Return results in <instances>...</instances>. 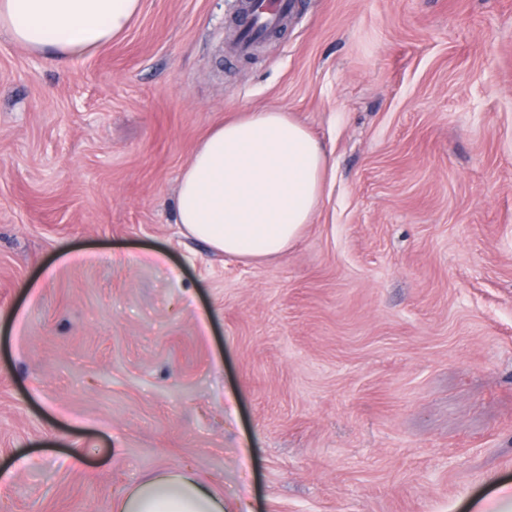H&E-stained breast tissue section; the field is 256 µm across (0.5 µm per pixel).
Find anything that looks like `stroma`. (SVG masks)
I'll list each match as a JSON object with an SVG mask.
<instances>
[{
    "instance_id": "stroma-1",
    "label": "stroma",
    "mask_w": 512,
    "mask_h": 512,
    "mask_svg": "<svg viewBox=\"0 0 512 512\" xmlns=\"http://www.w3.org/2000/svg\"><path fill=\"white\" fill-rule=\"evenodd\" d=\"M142 0L59 63L0 31V512L190 467L226 512H512V0ZM327 149L285 257L186 237L240 107ZM254 29L259 26L273 27L293 9L292 0H247Z\"/></svg>"
}]
</instances>
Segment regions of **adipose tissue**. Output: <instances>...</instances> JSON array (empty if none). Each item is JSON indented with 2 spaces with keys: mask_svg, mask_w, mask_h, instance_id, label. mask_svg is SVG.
<instances>
[{
  "mask_svg": "<svg viewBox=\"0 0 512 512\" xmlns=\"http://www.w3.org/2000/svg\"><path fill=\"white\" fill-rule=\"evenodd\" d=\"M141 0H0V29L19 45L66 61L121 37ZM329 158L286 111L248 110L213 126L184 168L176 221L215 252L277 258L298 239L324 194ZM114 512H224V500L191 473L164 470Z\"/></svg>",
  "mask_w": 512,
  "mask_h": 512,
  "instance_id": "obj_1",
  "label": "adipose tissue"
}]
</instances>
